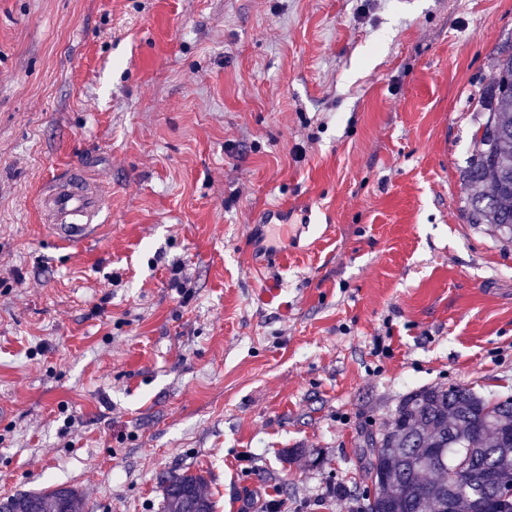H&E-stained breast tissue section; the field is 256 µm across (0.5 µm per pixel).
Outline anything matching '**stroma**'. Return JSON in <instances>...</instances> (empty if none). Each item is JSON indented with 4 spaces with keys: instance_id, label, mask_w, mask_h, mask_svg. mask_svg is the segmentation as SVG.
<instances>
[{
    "instance_id": "35a3bbf8",
    "label": "stroma",
    "mask_w": 512,
    "mask_h": 512,
    "mask_svg": "<svg viewBox=\"0 0 512 512\" xmlns=\"http://www.w3.org/2000/svg\"><path fill=\"white\" fill-rule=\"evenodd\" d=\"M503 50L512 0H0V498L160 512L190 471L216 512H360L402 396H512V243L460 181ZM73 168L107 204L60 249ZM105 191L87 178L69 174L52 178L41 193V209L53 239L64 247L97 237ZM0 512H84L82 496L71 487L17 492L0 503Z\"/></svg>"
}]
</instances>
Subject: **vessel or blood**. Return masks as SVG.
<instances>
[{"mask_svg": "<svg viewBox=\"0 0 512 512\" xmlns=\"http://www.w3.org/2000/svg\"><path fill=\"white\" fill-rule=\"evenodd\" d=\"M105 192L75 174L50 180L41 193V209L53 239L71 247L96 238L101 227Z\"/></svg>", "mask_w": 512, "mask_h": 512, "instance_id": "obj_1", "label": "vessel or blood"}]
</instances>
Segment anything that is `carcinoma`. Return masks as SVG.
I'll return each instance as SVG.
<instances>
[{
    "label": "carcinoma",
    "mask_w": 512,
    "mask_h": 512,
    "mask_svg": "<svg viewBox=\"0 0 512 512\" xmlns=\"http://www.w3.org/2000/svg\"><path fill=\"white\" fill-rule=\"evenodd\" d=\"M478 111L493 128L474 135L471 153L460 172L461 184L477 192L467 197L470 224H486L512 241V53L499 54L494 77L481 94ZM377 436L375 461L362 465L375 484L366 512H477L478 502L492 509L499 489L486 481L494 472L512 479V397L488 399L468 387L425 386L399 401ZM459 453L470 458L468 490L455 484L448 463L429 455ZM161 512H216L201 473L160 478ZM0 512H84L82 496L71 487L17 492L0 503Z\"/></svg>",
    "instance_id": "cac0c4a2"
}]
</instances>
